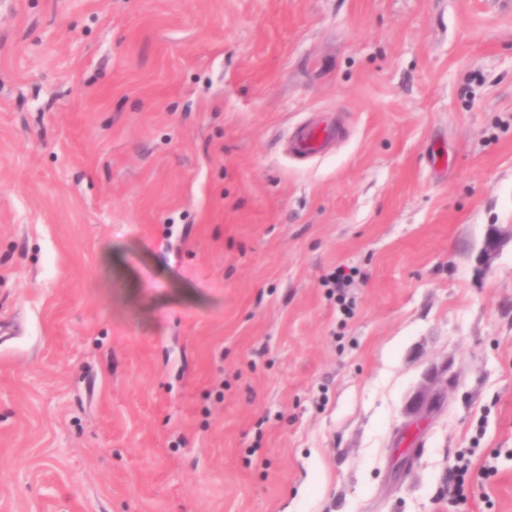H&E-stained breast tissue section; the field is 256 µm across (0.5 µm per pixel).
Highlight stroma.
<instances>
[{"instance_id": "stroma-1", "label": "stroma", "mask_w": 512, "mask_h": 512, "mask_svg": "<svg viewBox=\"0 0 512 512\" xmlns=\"http://www.w3.org/2000/svg\"><path fill=\"white\" fill-rule=\"evenodd\" d=\"M0 512H512V7L0 0ZM338 136L337 128L327 127L314 120L308 121L296 127L288 139L287 151L294 158H309L328 150ZM471 461L465 454L459 457L453 474V484L448 486V495L458 501H466L467 480L470 474Z\"/></svg>"}]
</instances>
